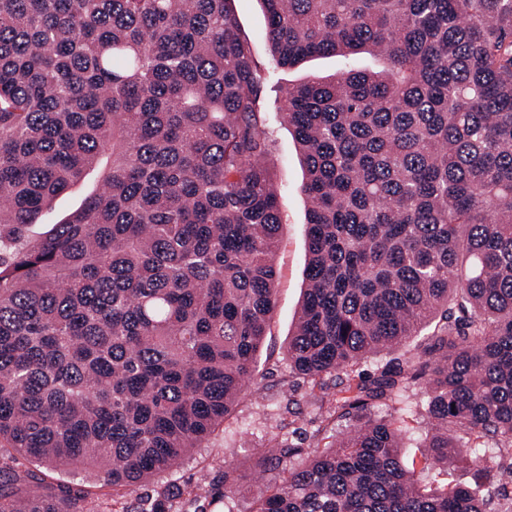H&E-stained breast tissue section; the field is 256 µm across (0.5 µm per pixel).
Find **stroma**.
Wrapping results in <instances>:
<instances>
[{"label": "stroma", "mask_w": 512, "mask_h": 512, "mask_svg": "<svg viewBox=\"0 0 512 512\" xmlns=\"http://www.w3.org/2000/svg\"><path fill=\"white\" fill-rule=\"evenodd\" d=\"M242 31L251 39L255 56L268 77L269 89L265 115L272 139L269 165L280 188L282 217L274 256L276 269V307L267 328L258 358L257 372L247 394L201 447L185 456L171 474L125 491L123 502L137 508L141 499L155 496L164 486H209L212 478L232 466L241 491L227 499L223 495L196 500L176 496L169 501L170 512H249L254 498L264 493L268 480L256 478L253 464L262 448L271 440L310 452L336 442L343 427L322 425L315 400L321 390L292 377L286 348L295 330L301 309L307 275V209L302 192L304 169L298 145L291 129L275 107L288 85L314 77L335 74L342 66L336 56L314 57L291 69L270 66L271 51L266 37V16L260 0H234ZM23 469L33 471L44 484L66 482L80 490L92 512H112V487L99 480L94 471L78 470L61 474L35 462H23Z\"/></svg>", "instance_id": "35a3bbf8"}]
</instances>
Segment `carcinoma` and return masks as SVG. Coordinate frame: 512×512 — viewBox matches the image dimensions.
I'll list each match as a JSON object with an SVG mask.
<instances>
[{
	"label": "carcinoma",
	"mask_w": 512,
	"mask_h": 512,
	"mask_svg": "<svg viewBox=\"0 0 512 512\" xmlns=\"http://www.w3.org/2000/svg\"><path fill=\"white\" fill-rule=\"evenodd\" d=\"M272 63L380 56L288 87L308 285L289 368L364 359L333 448L250 512H512V0H262ZM265 75L232 0H0V512H90L19 460L159 476L245 395L275 307L281 224ZM66 220L29 227L91 174ZM424 452L407 464L403 397ZM454 459L471 481H427ZM226 466L211 491H236Z\"/></svg>",
	"instance_id": "1"
}]
</instances>
